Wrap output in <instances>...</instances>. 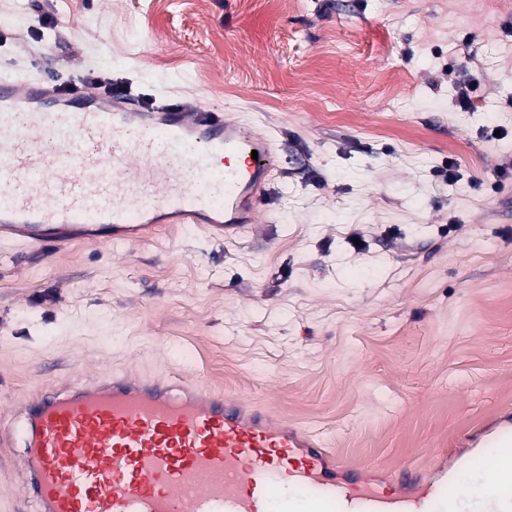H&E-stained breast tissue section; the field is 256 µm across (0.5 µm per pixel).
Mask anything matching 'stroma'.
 I'll return each instance as SVG.
<instances>
[{
    "label": "stroma",
    "mask_w": 512,
    "mask_h": 512,
    "mask_svg": "<svg viewBox=\"0 0 512 512\" xmlns=\"http://www.w3.org/2000/svg\"><path fill=\"white\" fill-rule=\"evenodd\" d=\"M1 71L204 100L280 156L237 242H0V402L226 369L223 391L380 474L512 415V0H0ZM0 453V512H41L22 439ZM484 74L481 68L470 71L468 74V80H464L457 86V102L461 110L467 111L472 108V99L470 91L476 90L481 86Z\"/></svg>",
    "instance_id": "obj_1"
}]
</instances>
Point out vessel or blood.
<instances>
[{
    "mask_svg": "<svg viewBox=\"0 0 512 512\" xmlns=\"http://www.w3.org/2000/svg\"><path fill=\"white\" fill-rule=\"evenodd\" d=\"M274 138L209 105L144 107L38 78H0V240L39 249L127 245L155 224L233 242L257 233L278 165ZM22 468L42 512H461L456 473L414 464L376 482L315 434L260 405L132 371L28 402ZM501 449L512 512V423L468 437Z\"/></svg>",
    "mask_w": 512,
    "mask_h": 512,
    "instance_id": "1",
    "label": "vessel or blood"
}]
</instances>
